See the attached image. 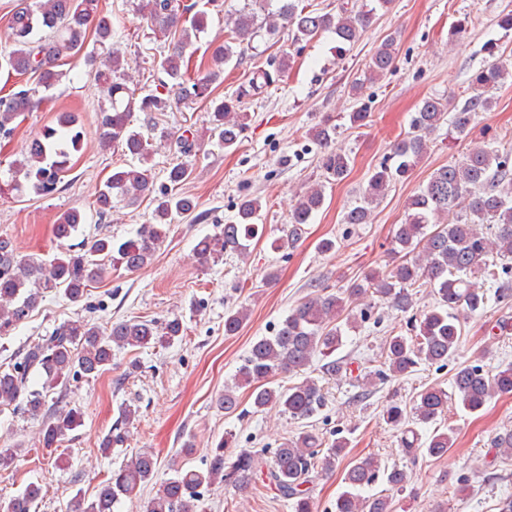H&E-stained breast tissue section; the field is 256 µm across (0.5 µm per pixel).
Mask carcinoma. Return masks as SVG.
Masks as SVG:
<instances>
[{"label": "carcinoma", "instance_id": "obj_1", "mask_svg": "<svg viewBox=\"0 0 512 512\" xmlns=\"http://www.w3.org/2000/svg\"><path fill=\"white\" fill-rule=\"evenodd\" d=\"M392 0H343L337 14L309 8L303 0H247L242 10L225 19L224 43L211 53L213 68L191 79L182 70L184 51L192 38L208 26L210 0L183 4L180 0H139L136 9L154 34L173 43L169 54L157 63L166 75L160 86L181 100L209 98L210 86L223 73L221 66L237 56V47L252 38L262 20L267 32L291 29L295 42L308 41L325 32L336 35L342 44L354 42L368 27L376 11L388 7ZM115 30L112 14L99 7V0H17L8 25V48L0 53V70L17 76L32 74L39 88L48 91L68 77L60 69L68 58L84 57L87 74L102 90L99 108L101 145L119 149L132 156L133 163L117 168L103 183L93 208L103 217L112 210L114 201L135 205L153 198L152 223L140 225L135 234L122 242L110 236H93L78 244L71 243L86 223L85 213L72 208L65 211L53 227L61 250L50 260L17 258L12 241L0 236V336L13 333L28 318L42 294L63 293L73 304L81 302L91 283L112 268L136 271L147 266L169 233L172 220L190 216L197 210L196 201L182 193H156L150 168L153 141L166 143L171 135L162 130L157 138H147L134 130V110L155 112L166 108L169 99L157 94L141 98L129 87L122 57L110 48ZM92 51H86L88 44ZM395 61L394 40L384 41L368 65V77L380 79ZM512 77V67L494 60L474 73V95L463 105L450 99L428 97L418 107L413 132L393 145V164L383 163L368 179L363 201L345 216L348 224H367L371 208L387 195L391 185L407 178L428 150L435 133L453 113L450 126L458 136L469 138L475 113L487 112L493 99L487 93ZM272 76L265 70L253 72L248 86L232 96L212 104L210 135L224 149L239 144L248 128L250 114L241 109L242 99L256 94ZM39 88L19 87L0 97V136L10 137L12 123L37 109L47 99ZM73 112H62L57 126L45 129L29 141L21 157L11 164L10 186L20 194L28 192L49 197L60 190L63 176L70 170L71 157L79 151L81 132ZM313 138L325 150L319 158L324 181L310 185L294 208L282 236L271 248H293L306 233L305 225L324 203L326 183L341 180L349 168L347 156L329 149L336 138V126L325 120L313 129ZM263 208L262 199L242 200L234 220L213 235L200 238L196 253L204 263H217L231 253L245 258L251 242L261 237L256 220ZM391 268L373 270L360 281L352 282L336 294L309 297L292 308L279 323L275 333L252 343L235 375L232 386L224 388L217 400L220 408L232 413L239 406L236 389L247 386L254 412L275 409L294 420L309 419L325 403L324 388L318 379L307 375L314 359L322 361L319 371L332 378L342 375L346 362L336 356L343 346L346 331L355 327L356 319L343 316L351 303L361 297L378 296L392 307L406 312L412 307L409 289L423 280L434 286L436 305L415 317L414 335H395L386 341L385 379L403 377L421 364H446L462 347V321L485 310L490 300L485 285L497 287V297L507 295V282L500 269L512 263V169L509 153H501L490 144L473 141L462 156L434 171L428 182L412 197L404 222L392 236ZM249 318L245 307L224 313V335L240 332ZM183 335L182 319L174 316L156 325L146 321H120L107 332L85 320H75L56 328L50 335L30 342L21 360L0 369V406H20L32 417H44L40 428L42 447L58 446L68 432L82 425L81 408L69 407L46 414L47 392L59 385L67 386L77 377L93 378L112 365V346L144 348L152 343L170 344ZM302 377L299 382L282 388L271 385L278 374ZM453 395L470 413L481 411L487 402L512 394V364L489 373L478 365H461L452 378ZM448 391L439 386L426 387L417 393L411 415L400 405H389L384 421L402 431V450L408 455L420 452L442 459L454 446L453 429L434 431L421 439L418 425H427L448 412ZM136 417L131 407L121 409L115 425L100 441L104 455L126 440L129 426ZM234 443L227 432L214 448L206 468L176 466L159 492L147 505V512H199V489L215 484H231L247 489L254 476L261 474L275 487L291 512H317L313 496L314 482L335 472L347 457L349 441L341 436L326 442L310 431H302L281 443L270 460L257 452L242 450L235 460L226 462V453ZM500 455L512 457V429L492 439ZM158 456L144 449L112 472L90 502L77 494L66 505V512H113L124 500L140 496L158 470ZM390 489L404 492L410 482L407 470L394 465L383 466L376 457L349 460L342 470L344 490L336 497L334 512H392L387 496H363L361 491L378 476ZM42 488L25 485L3 504V512H32L41 498Z\"/></svg>", "mask_w": 512, "mask_h": 512}]
</instances>
